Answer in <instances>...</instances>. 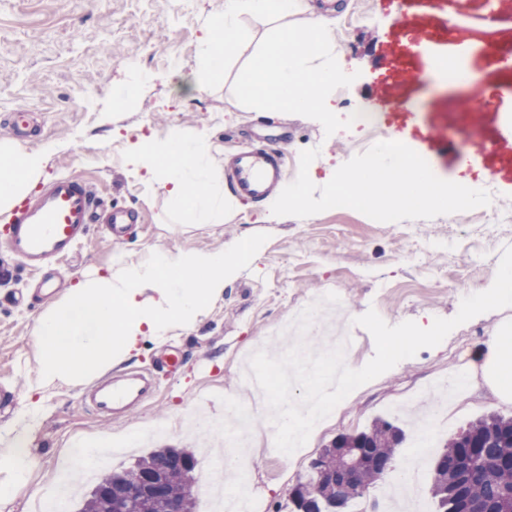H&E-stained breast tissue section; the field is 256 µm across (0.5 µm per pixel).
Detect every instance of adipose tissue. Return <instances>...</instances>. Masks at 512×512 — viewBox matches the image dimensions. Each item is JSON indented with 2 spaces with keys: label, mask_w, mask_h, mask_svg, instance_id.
Masks as SVG:
<instances>
[{
  "label": "adipose tissue",
  "mask_w": 512,
  "mask_h": 512,
  "mask_svg": "<svg viewBox=\"0 0 512 512\" xmlns=\"http://www.w3.org/2000/svg\"><path fill=\"white\" fill-rule=\"evenodd\" d=\"M306 0H224V15L212 25L201 51L196 84L208 85L223 71L224 54L243 42V17L277 20L305 12ZM349 72L321 15L302 26L275 29L254 62L239 96L253 108L287 112H335L330 90ZM0 212L12 209L50 161L46 150L22 151L0 142ZM129 161L146 182L165 190L173 212L186 224H220L230 205L216 180L205 136L174 131L162 138L138 137ZM254 241L195 253L158 252L139 263L117 257L107 273L84 275L36 321V377L29 393L75 387L107 372L139 351L145 340H163L189 327L224 293L227 282L254 258ZM475 365L491 394L512 401V338L493 334L475 354Z\"/></svg>",
  "instance_id": "obj_1"
}]
</instances>
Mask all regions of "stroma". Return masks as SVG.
<instances>
[{
	"instance_id": "35a3bbf8",
	"label": "stroma",
	"mask_w": 512,
	"mask_h": 512,
	"mask_svg": "<svg viewBox=\"0 0 512 512\" xmlns=\"http://www.w3.org/2000/svg\"><path fill=\"white\" fill-rule=\"evenodd\" d=\"M312 11L334 27L336 48L355 62L351 84H337L336 102L344 112L367 105L378 114L379 132H393L424 151L436 176L488 190L495 197L485 216L475 211L395 223L375 221L350 210H326L307 218L271 221L266 205L237 196L220 224L175 223L163 189L147 183L127 162L136 135L162 136L172 130L207 135L215 176L226 182L228 156L241 144L264 145L289 134L284 146L288 179H295L299 154L319 149L310 168L317 175L361 153L352 136L336 133L309 112L254 111L236 93L247 79L276 22L243 18V47L224 57L223 71L205 90L195 70L206 28L224 13V0H0V121L16 111L30 112L41 125L37 137L19 138L23 150L53 147L44 180L62 175L91 178L106 206L138 209L143 221L131 225L123 243L113 244L100 224L70 263L71 280L90 269L106 270L115 256L138 263L157 252L213 251L238 239L258 244L253 263L224 287L193 326L178 329L165 342L146 341L139 355L125 361L133 370L153 373L156 397L128 418H96L82 403L83 388L45 390L29 432H22L26 388L36 372L32 330L46 310L43 302L21 300L32 273L0 254V390L13 391L0 410V448H20L32 468L17 483L14 512H28L30 501L52 483L67 482L73 440L103 434H138L160 423L156 447L206 448L220 443L214 432L187 426L195 410L220 419L242 394L243 359L256 344L279 345L273 331L308 302L333 292L340 314L328 315L336 330L354 336L348 359L364 366L375 352L371 334L347 324V315L375 309L389 324L417 323L456 315L465 289L491 285L504 247L512 245V87L494 50L512 45V0H307ZM499 19L488 22L489 10ZM458 30L447 41L436 38L450 20ZM424 47L411 45V35ZM457 55L479 76L486 103L478 111L453 108L456 88L422 79L430 61ZM147 75L136 99L117 102L114 93L136 75ZM445 129L453 148H429L432 129ZM494 144L491 153L462 164L460 150L471 136ZM475 275L458 276V262ZM512 324V308L493 310L455 328L438 346L354 390L305 444L294 462L273 449L250 452L247 490L257 512H288V492L307 473L313 458L336 437L358 432L382 419L397 422L406 439L395 456L396 471L413 465L419 477L402 488L377 482L353 500L349 512L386 503L389 512H434L433 455L476 419L512 416L477 383L472 365L476 347L501 324ZM176 347L180 369L159 365L163 344ZM461 373L464 384L442 413L445 431L416 456V415L433 410L427 387Z\"/></svg>"
}]
</instances>
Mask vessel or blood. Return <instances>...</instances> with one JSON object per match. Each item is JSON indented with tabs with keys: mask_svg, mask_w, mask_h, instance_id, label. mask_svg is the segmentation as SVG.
<instances>
[{
	"mask_svg": "<svg viewBox=\"0 0 512 512\" xmlns=\"http://www.w3.org/2000/svg\"><path fill=\"white\" fill-rule=\"evenodd\" d=\"M281 143L243 146L232 157L228 181L234 192L254 201L267 199L283 177ZM100 199L95 185L77 177H60L40 187L13 211L0 247L23 266L50 269L40 283L44 298H52L66 282V262L98 220ZM157 391L149 373L122 372L90 385L84 402L99 417L120 418L152 399Z\"/></svg>",
	"mask_w": 512,
	"mask_h": 512,
	"instance_id": "1",
	"label": "vessel or blood"
}]
</instances>
